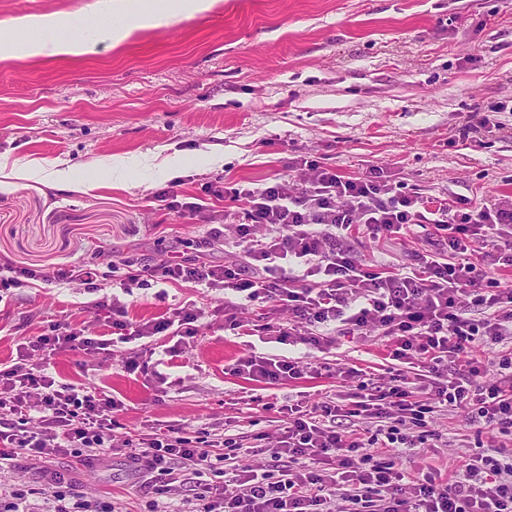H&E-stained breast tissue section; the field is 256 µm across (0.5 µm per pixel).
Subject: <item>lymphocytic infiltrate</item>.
Segmentation results:
<instances>
[{
    "label": "lymphocytic infiltrate",
    "instance_id": "lymphocytic-infiltrate-1",
    "mask_svg": "<svg viewBox=\"0 0 512 512\" xmlns=\"http://www.w3.org/2000/svg\"><path fill=\"white\" fill-rule=\"evenodd\" d=\"M296 172V180L263 188L210 186L213 197L245 204L242 222L231 227L245 264L146 265L129 270L121 290L156 276L221 288L237 297L224 310V327L235 335L326 350L339 337L375 333L388 338L392 360L420 363L423 372L372 386L361 380L360 369L348 368L346 377L358 379L367 399L347 409L332 401L288 407L281 443L270 450L275 472L246 465L222 487L199 484L194 512H512V448L476 454L450 481L433 469L410 478L396 463L401 446L434 436L438 413L450 409L465 412L470 424L512 436V289L494 276L512 266V197L482 207L433 206L376 171L351 179L304 160ZM415 224L433 225L435 238L431 249L412 253L408 273L372 269L342 245L354 230L403 236ZM97 277L88 265L54 273L14 268L0 275V288L54 280L91 288ZM255 303L269 306L265 324L240 316ZM127 313L116 297L105 317L123 343L159 334L170 342L193 337L201 316L190 304L133 326ZM479 339L487 355L468 356ZM110 345L65 322L27 349L105 352ZM233 371L278 385L302 377L306 368L296 358L250 355ZM120 407L111 396L57 384L43 365L0 362V464L18 450L38 460L67 453L88 464L104 460L113 450ZM341 416L356 418L360 429L337 430ZM123 447L134 470L150 476L155 497L149 512H172L166 496L178 479L176 462L200 474L225 459L172 429Z\"/></svg>",
    "mask_w": 512,
    "mask_h": 512
}]
</instances>
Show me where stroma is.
<instances>
[{"instance_id":"obj_1","label":"stroma","mask_w":512,"mask_h":512,"mask_svg":"<svg viewBox=\"0 0 512 512\" xmlns=\"http://www.w3.org/2000/svg\"><path fill=\"white\" fill-rule=\"evenodd\" d=\"M97 2L0 0V23L69 14L85 19L89 41L80 56L0 61V161H58L73 167L78 183L65 191L34 179L0 186V267L89 265L101 284L94 293L77 282L0 292V361L17 358L21 343L56 323L106 334L99 304L118 292L128 267L240 258L232 241L210 236L212 225L241 222L244 209L208 196L215 182L260 188L292 177L306 158L348 178L380 170L436 203L479 207L512 196V0H217L207 13L135 30L118 45L103 28L128 17L102 19ZM475 110L493 111L496 127L474 142L459 131ZM127 154L145 165L105 181L99 161ZM166 160L177 162L178 177L158 176ZM163 191L201 199L203 213L161 207L155 196ZM432 238L424 224L401 239L361 234L347 244L357 259L395 271ZM228 299L220 288L154 279L125 298L132 324L187 304L204 312L174 362L148 356L145 370L130 374L120 344L106 355L47 357L48 371L57 383L122 401L112 431L118 444L177 428L249 446L255 433L279 435L280 406L347 395L356 386L344 377L349 367L389 382L386 339L345 337L319 350L239 338L224 329ZM254 354L312 368L272 386L232 374L240 356ZM434 427L443 447L404 449L399 468L458 472L501 441L460 411L439 415ZM49 468L68 474L94 512H147L149 479L119 451L90 468L70 455L48 466L15 455L0 472V512H51Z\"/></svg>"}]
</instances>
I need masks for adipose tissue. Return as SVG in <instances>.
I'll return each instance as SVG.
<instances>
[{
    "label": "adipose tissue",
    "instance_id": "obj_1",
    "mask_svg": "<svg viewBox=\"0 0 512 512\" xmlns=\"http://www.w3.org/2000/svg\"><path fill=\"white\" fill-rule=\"evenodd\" d=\"M212 6V0H166L162 11H137L133 26L112 27L108 36L118 44L126 40L133 29L154 27L172 16L191 17L210 10ZM12 26L22 32L23 37L18 41L0 40V61L18 57L79 56L86 51L85 41L75 35L76 30L83 26L79 18L28 15L16 18ZM5 174L16 179L44 180L61 190L69 189L74 184L70 169L58 167L55 162L47 160H34L11 169L1 163L0 175Z\"/></svg>",
    "mask_w": 512,
    "mask_h": 512
}]
</instances>
